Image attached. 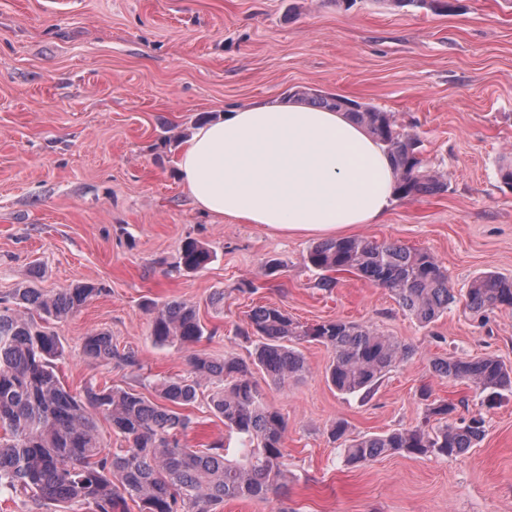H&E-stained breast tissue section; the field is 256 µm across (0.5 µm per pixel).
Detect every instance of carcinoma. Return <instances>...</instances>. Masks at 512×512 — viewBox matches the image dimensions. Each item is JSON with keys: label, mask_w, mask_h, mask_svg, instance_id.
<instances>
[{"label": "carcinoma", "mask_w": 512, "mask_h": 512, "mask_svg": "<svg viewBox=\"0 0 512 512\" xmlns=\"http://www.w3.org/2000/svg\"><path fill=\"white\" fill-rule=\"evenodd\" d=\"M398 7L416 6L435 13L451 10L448 0H390ZM291 97L320 108L349 112L381 141L394 164L398 196L413 198L447 190L443 175L428 169L415 135L398 128L393 116L309 87ZM212 252L188 238L181 245L177 267L205 268ZM321 272L320 288L335 285L330 272L356 273L387 289L409 316L427 326L448 311L455 294L448 272L425 249L365 238L323 240L307 254ZM92 282H80L52 296L29 285L0 298V496L27 497L44 512H214V506L238 499H264L285 482L283 448L287 424L267 404L253 369L285 386L307 373L296 346L320 344L332 353L328 380L337 391L366 398L396 365L409 359L411 346L369 325L327 320L303 324L274 305H258L247 315L240 335L257 338L252 363L235 356L221 359L193 350L205 333L196 308L185 302L163 304L154 313V343L190 351L189 375L160 383L159 400L134 388L90 385L74 395L61 384L56 361L65 347L50 321L74 313L100 295ZM465 299L476 312L511 307L512 278L493 271L476 275ZM82 355L94 361H115L135 367V351H119L112 336L94 333L83 338ZM431 371L494 397L512 391V368L493 356L437 357ZM208 389L211 412L241 442L240 458L224 455V443L192 448L181 436L191 420L178 408L195 402ZM457 405L444 400L429 404V416L411 428L367 434L347 440L342 422L331 431L342 446L347 466L365 465L381 456L414 457L434 453L457 457L478 445L484 421L473 416L454 422ZM112 425L126 447L104 451L98 416Z\"/></svg>", "instance_id": "obj_1"}]
</instances>
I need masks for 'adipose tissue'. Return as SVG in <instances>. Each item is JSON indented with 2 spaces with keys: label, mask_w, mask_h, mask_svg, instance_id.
I'll return each mask as SVG.
<instances>
[{
  "label": "adipose tissue",
  "mask_w": 512,
  "mask_h": 512,
  "mask_svg": "<svg viewBox=\"0 0 512 512\" xmlns=\"http://www.w3.org/2000/svg\"><path fill=\"white\" fill-rule=\"evenodd\" d=\"M176 168L206 214L322 238L383 223L396 186L384 145L349 113L295 99L201 124Z\"/></svg>",
  "instance_id": "1"
}]
</instances>
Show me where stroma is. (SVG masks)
Returning <instances> with one entry per match:
<instances>
[{"mask_svg": "<svg viewBox=\"0 0 512 512\" xmlns=\"http://www.w3.org/2000/svg\"><path fill=\"white\" fill-rule=\"evenodd\" d=\"M451 12L397 8L388 0H0V296L27 284L52 295L79 282L100 296L55 321L71 392L86 383L132 387L186 375V350L153 344L152 305H194L208 334L198 351L249 359L237 336L257 305L302 323L342 319L413 347L374 395L339 393L326 379L332 354L301 345L304 379L283 387L255 379L287 420L285 494L232 500L215 512H512V393L495 403L438 379L432 359L499 358L512 366V308L479 315L463 294L477 274L512 276V0H451ZM298 86L390 112L417 134L448 189L395 199L384 223L355 236L431 252L457 300L423 326L388 290L352 273L318 287L304 258L316 240L201 212L174 160L198 123ZM193 238L214 258L176 271ZM280 263L267 277V261ZM223 300H215V293ZM105 332L139 365L91 361L84 336ZM482 415L485 436L446 458L384 456L344 465L328 430L349 437L420 424L419 389ZM191 446L239 442L204 402L183 407Z\"/></svg>", "mask_w": 512, "mask_h": 512, "instance_id": "obj_1", "label": "stroma"}]
</instances>
